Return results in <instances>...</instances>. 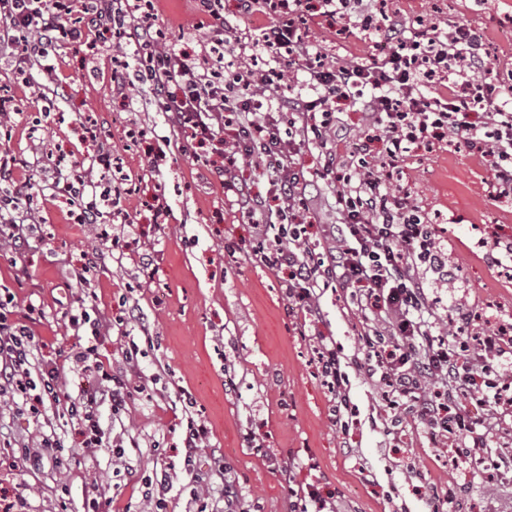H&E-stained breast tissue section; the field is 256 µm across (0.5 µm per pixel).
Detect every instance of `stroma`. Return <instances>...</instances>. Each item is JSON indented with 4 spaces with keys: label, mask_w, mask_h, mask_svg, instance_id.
Masks as SVG:
<instances>
[{
    "label": "stroma",
    "mask_w": 512,
    "mask_h": 512,
    "mask_svg": "<svg viewBox=\"0 0 512 512\" xmlns=\"http://www.w3.org/2000/svg\"><path fill=\"white\" fill-rule=\"evenodd\" d=\"M168 44L197 57L210 29L194 0H155ZM389 23L404 18L439 21L442 29L466 24L482 37L497 90L512 85V0H389ZM295 24L322 62H366L386 54L385 32H365L346 15L303 12ZM125 38L104 32L95 48L62 38L47 65L18 66L0 57V159L17 163L15 185L31 190L32 217L21 239L0 237V292L10 293L19 322L35 338L32 366L62 365L60 403L98 391L95 373L76 370L73 355L96 347L114 371L126 372L133 391L120 420L100 409L103 446L89 453L76 426L56 408L32 417L19 398L0 394V496L22 499L23 512H152L142 480L165 476L163 512H195L204 496L209 512H225L224 487L232 485L241 512H290L289 490L316 484L329 512H433L435 497L454 494L453 512H498L512 506V471L472 480L476 459L452 463L462 440H433L406 401L386 407L380 390L353 363L362 357L361 317L351 290L327 288L323 331L342 350L355 413L348 431L332 421V395L313 363L298 311L289 309L282 275L254 259V229L238 211L237 196L197 162L163 113L148 85L121 87L114 58L128 57ZM107 153L126 179L102 183L99 224H74L70 206L55 193L59 178L84 171ZM350 156L330 158L302 145L299 163L311 197L312 241L336 223V192ZM393 188L408 196L436 226L448 255L447 281H430L434 334L485 336L496 320L512 321V275L472 247L512 241V201L498 198L483 158L459 141L416 148L396 164ZM171 211L153 221L157 203ZM129 223L119 244L99 240L100 224ZM150 254L151 277L139 270ZM95 258L84 285L72 271ZM110 319L109 333L73 330L79 307ZM470 310L469 324L459 314ZM152 336L134 366H127L126 337ZM190 395L194 419L208 439L193 460L182 449V397ZM60 440L62 455L26 469L15 447ZM126 444L114 458L113 442Z\"/></svg>",
    "instance_id": "1"
}]
</instances>
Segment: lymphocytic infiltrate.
Returning a JSON list of instances; mask_svg holds the SVG:
<instances>
[{
    "label": "lymphocytic infiltrate",
    "mask_w": 512,
    "mask_h": 512,
    "mask_svg": "<svg viewBox=\"0 0 512 512\" xmlns=\"http://www.w3.org/2000/svg\"><path fill=\"white\" fill-rule=\"evenodd\" d=\"M122 2L118 8L113 0H0V19L12 31L0 40V55L21 64L37 62L48 57L61 34L85 42L91 33L115 26L136 48H157L155 62L141 64L137 78L149 82L158 111L183 145L197 149L198 159L229 188L237 186L242 158L271 175L266 195H241V215L255 229L256 260L288 272L286 296L315 328L316 365L337 409L350 407L349 379L338 349L318 330L324 315L318 290L339 284L353 287L357 310L366 316L361 336L368 376L387 394L412 402L434 436H447L449 427H456L469 439L467 456L490 455L492 426L461 404L473 401L489 411L512 406V380L496 385L485 380L492 365L512 364V340L484 337L470 355L459 342L435 340L425 277L430 272L447 277L448 265L434 254L426 226L407 198L392 191L393 175L386 168L387 160L425 141L451 137L485 150L496 188L512 186V102L499 100L484 80L489 62L479 34L465 24L446 33L395 24L388 33L396 47L384 58L368 65L342 61L328 66L313 62L309 44L292 21L303 0H282L289 22L239 44V64L228 71L224 44L233 24L219 17L222 0H196L197 9L219 23L191 62L174 48H161L153 0ZM73 7L81 8L86 22L63 30L61 14ZM262 55L273 63L283 55L292 59L306 73L311 95L267 94L272 80L257 67ZM473 86L480 95L471 102L462 92ZM338 101L360 104L363 114L377 117L380 134L360 141V163L344 176L345 187L336 194L340 222L318 250L307 236L308 183L295 162V144L341 150L349 129L330 114ZM479 109L486 114L480 125L469 119ZM12 316L8 301L0 300V380L37 415L58 399L59 369L47 364L40 381L32 380L33 337ZM93 354L88 348L75 359L101 373L106 382L101 396L67 409L92 452L102 444L99 403H110L117 415L129 396L124 376L105 369Z\"/></svg>",
    "instance_id": "lymphocytic-infiltrate-1"
}]
</instances>
